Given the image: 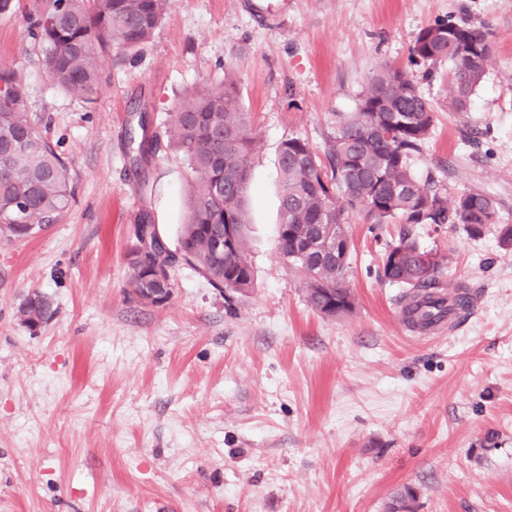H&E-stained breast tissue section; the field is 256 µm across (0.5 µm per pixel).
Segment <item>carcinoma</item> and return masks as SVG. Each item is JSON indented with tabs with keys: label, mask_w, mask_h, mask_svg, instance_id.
<instances>
[{
	"label": "carcinoma",
	"mask_w": 512,
	"mask_h": 512,
	"mask_svg": "<svg viewBox=\"0 0 512 512\" xmlns=\"http://www.w3.org/2000/svg\"><path fill=\"white\" fill-rule=\"evenodd\" d=\"M168 0H38L26 15L28 36L44 50L51 83L91 101L102 81L101 58L113 48L132 50L161 25ZM490 44L484 32L468 23L438 21L424 28L411 49L426 74L448 63V109L466 110L485 76ZM168 139L188 170L190 193L179 233L184 259L213 286L231 294L254 287V271L245 239L248 173L255 150L249 113L243 111L232 72L224 81L186 93L169 114ZM434 124V105L405 69L385 64L371 77L355 111L337 116L325 156L305 140L290 138L279 153L281 186L279 256L304 276L309 305L328 317L353 311L346 285L348 259L320 257L315 242L329 237L331 225L349 224L364 212L376 224H461L473 239L497 223L496 201L482 191L467 190L453 202L428 177L420 179L412 160L422 151ZM67 166L38 128L28 110V87L22 73L0 66V232L24 237L44 230L71 206ZM409 232L389 246L381 278L406 288H424L405 316L424 320L448 309V299L429 291L443 267ZM127 261L134 288H171L156 268L172 264L171 253L153 244L142 253L129 249ZM51 312V303L35 293L25 309ZM415 500L404 487L387 506L400 512Z\"/></svg>",
	"instance_id": "1"
}]
</instances>
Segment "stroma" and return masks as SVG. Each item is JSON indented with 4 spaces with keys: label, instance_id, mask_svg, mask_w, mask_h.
Here are the masks:
<instances>
[{
    "label": "stroma",
    "instance_id": "35a3bbf8",
    "mask_svg": "<svg viewBox=\"0 0 512 512\" xmlns=\"http://www.w3.org/2000/svg\"><path fill=\"white\" fill-rule=\"evenodd\" d=\"M0 15V65L25 77L29 110L60 142L74 201L58 223L0 235V512H385L415 488L416 512H512V249L459 224H374L352 213L346 283L353 314L307 302L277 252L279 150L325 153L384 64L407 69L435 108L413 159L449 196L476 189L512 224V0H169L136 49L111 50L94 102L51 85L25 6ZM479 27L491 45L466 112L448 109V67L409 56L438 21ZM237 78L256 150L249 257L255 285L228 295L193 267L151 306L131 294L125 253L148 213L177 244L187 168L161 148L132 163L140 116L164 136L192 88ZM409 230L451 256L473 314L441 335L409 333L406 288L380 276ZM49 321L18 317L33 293Z\"/></svg>",
    "mask_w": 512,
    "mask_h": 512
}]
</instances>
